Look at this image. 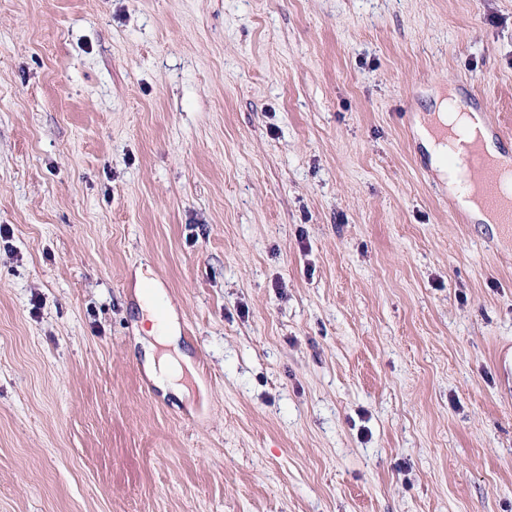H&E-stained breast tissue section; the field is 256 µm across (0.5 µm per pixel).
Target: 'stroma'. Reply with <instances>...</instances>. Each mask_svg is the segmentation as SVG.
Here are the masks:
<instances>
[{"instance_id":"obj_1","label":"stroma","mask_w":512,"mask_h":512,"mask_svg":"<svg viewBox=\"0 0 512 512\" xmlns=\"http://www.w3.org/2000/svg\"><path fill=\"white\" fill-rule=\"evenodd\" d=\"M451 88L512 149V0H0V512H512V236L448 219ZM164 302V294L156 288L140 298V311L142 321H150L151 329L146 330L143 337V348L146 361L153 376L163 388L171 389L178 396L190 395L183 381L185 368L188 373L194 374L191 363L179 351V331L175 315L170 312L168 319L163 323L156 314V306ZM160 347L163 350L160 352Z\"/></svg>"}]
</instances>
